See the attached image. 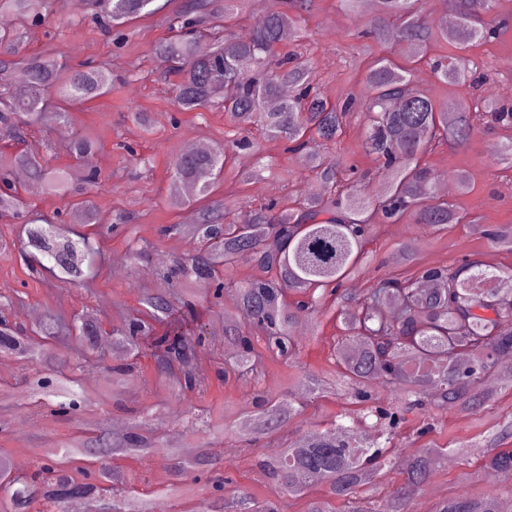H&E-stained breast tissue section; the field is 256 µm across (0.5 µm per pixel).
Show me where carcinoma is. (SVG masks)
Returning <instances> with one entry per match:
<instances>
[{"label": "carcinoma", "mask_w": 512, "mask_h": 512, "mask_svg": "<svg viewBox=\"0 0 512 512\" xmlns=\"http://www.w3.org/2000/svg\"><path fill=\"white\" fill-rule=\"evenodd\" d=\"M254 25L238 31L244 0H184L164 16L172 36L158 44L155 58L164 73L176 77L175 102L182 111L224 112L233 124L224 130V146L204 155L178 157L172 167L171 203L188 207L189 224H169L164 235L190 234L202 248L178 261L163 275L165 287L147 290L144 311L107 333L90 315L70 321L59 313L27 328L0 319V354L39 365L57 359L52 384L28 382L21 389L1 387L0 398L17 407L39 411L54 404L70 414L81 404L117 398L128 374L126 364L108 368L107 385L89 389L84 368L104 363L99 345L109 340L121 358L136 359L147 351L156 377L176 398L187 393L204 396L208 372L191 362L201 344L202 328L194 316L172 318L174 300L188 308L197 290L233 303L224 338L232 343L224 360V378H256L266 361L292 362L300 342L294 331L299 319L312 329L320 325L330 304L345 325L334 341L330 362L334 376L303 370L297 376L301 398L342 395L347 408L328 426L305 428L295 441L275 455H261L257 466L278 494L304 503V512H413L411 496L428 482L453 453L462 466L483 459L484 475L512 479V419L496 424L498 431L468 438L452 449L418 448L397 469L393 456L406 414L416 415L423 430H431L452 404L467 415L491 406L498 392L512 389V370L499 359L512 356V291L499 284L512 280V264L489 267L478 261L453 260L413 273H388L374 278L353 294L346 281L365 273L366 244L373 224H415L432 233H446L454 224L477 219L440 199L436 173L422 163L437 148L460 147L474 134L477 113L512 128V110L490 97L476 106L470 99L454 112L440 105L414 80L418 66L427 65L442 83L472 90L484 81L466 51L475 43L501 38L508 22L497 10L498 0H447L464 30L460 38L435 26L424 15L422 0H374L371 16L362 20L364 0H339L340 8L366 39L363 60L356 69V89L344 100L330 102L321 92L311 58L298 53L275 54L284 39H296L302 23L314 13L317 0H272ZM103 25L123 28L141 16L164 10L156 0H96ZM47 22L43 0H0V135L20 139L37 127L41 112L58 90L75 99H96L112 89L113 71L96 66L72 69L46 52H28L23 30ZM400 40L407 54L401 59L377 52ZM451 53L430 55L435 45ZM366 119L360 153L375 164L379 191L373 195L357 179L353 163H341L331 153L340 143L350 115ZM269 141L288 144L292 152L308 154V168L322 186L317 195L301 194L291 205L254 199L252 218L235 220L239 199L234 194L206 205L226 162L249 149L261 153L253 131ZM93 141L68 135L67 149L75 156L93 152ZM498 165L512 168V137L493 145ZM26 169L37 188L61 196L78 184L88 190L95 177L80 169L60 168L47 158L0 153V179L12 181ZM0 212L24 219L22 246L42 269L62 285L87 279L99 254L88 236L72 237L69 225L34 213L16 185L0 194ZM79 224H101L103 218L89 200L76 204ZM491 245L512 253V225L484 231ZM242 264L263 270L264 276L235 280L227 273ZM432 285L428 292L419 281ZM296 296L289 303L287 297ZM169 328L153 334V323ZM73 346L77 361L55 357L53 348ZM254 410L237 423V430L254 438L271 437L299 423L306 403L284 395L253 392ZM163 450L172 462L174 481L161 493L183 495L181 480L203 476L224 498L206 504L207 512H258L252 494L216 468L217 453L200 448L186 455L176 446L162 447L139 426L113 431L101 426L81 431L51 448L39 449L42 464L32 476L0 490L10 512H31L45 501L51 512H66L75 496L105 498L112 512H150V500L140 496L117 460L140 459ZM343 503V509L335 506ZM434 512H502L498 495L474 497L464 491L437 503Z\"/></svg>", "instance_id": "cac0c4a2"}]
</instances>
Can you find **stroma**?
Here are the masks:
<instances>
[{"label": "stroma", "mask_w": 512, "mask_h": 512, "mask_svg": "<svg viewBox=\"0 0 512 512\" xmlns=\"http://www.w3.org/2000/svg\"><path fill=\"white\" fill-rule=\"evenodd\" d=\"M48 12L53 34L45 36L40 28L29 30L30 50L52 48L71 65L108 64L116 72L122 71L127 63L138 62L145 75L137 80L114 82L111 93L102 98L66 103L68 127L40 124L38 133L26 136L23 141L0 139V150L36 156L47 154L53 165L64 166L73 162L65 147L68 132L90 138L97 145L98 156V183L90 192L91 198L106 219L121 215L134 224L147 249L141 260L129 261L124 232L100 237L95 227H86L85 232L93 236L102 260L92 278L66 287L48 275L32 277L17 247L22 226L12 215L5 214L0 216V239L9 242L11 249L0 253V297L12 298L6 316L22 326L27 323L26 311L34 307L43 313L55 310L69 317L89 311L109 328L136 314L144 291L162 287V272L195 250L192 238L164 236L159 232L160 227L184 223L190 216L189 210L169 204L170 170L173 161L183 154L188 138L199 137L210 146H217L223 142L224 129L230 120L221 112H209L201 117L194 112L177 111L172 102L171 79L153 70L152 52L169 36L160 17L138 20L131 25L130 36L119 42L111 31L94 22L92 0H83L77 8L71 7L67 0H49ZM355 28V22L336 7L334 0H319L317 10L303 26L304 39L283 42L278 50L307 51L319 76L322 95L337 101L353 88L350 69L359 59L360 48L352 36ZM470 55L487 78L483 95H498L501 104L512 105V94L506 92L507 87H512V36L502 44L474 47ZM137 112L147 113L148 127H140L134 120ZM496 139V133L483 127L463 148L444 153L435 151L424 158L436 173L469 175L468 193H453L447 201L476 216V223L453 225L443 236L403 224L374 225L367 243L373 264L367 275L357 278L358 287H367L371 276L395 270V248L407 237L415 242L416 261L421 266L462 258L488 266L504 262V254L491 247L480 232L484 224H512V170L501 169L493 160L490 147ZM121 141L132 143L136 156L119 150L117 144ZM264 153L275 163L273 172L265 182L250 185L249 194L264 197L268 194L264 188L269 185L273 191L268 195L284 201L313 185L307 169L298 166L296 154L286 152L283 144L265 143ZM193 301L204 333V345L197 353L196 362L213 372L225 358L224 337L215 331L216 325L224 320V308L201 293ZM321 321L319 335L308 333L302 338L296 362L268 363L259 379L258 390L272 395L296 391L294 376L301 365L313 371H331L327 361L329 343L337 334L340 322L330 309ZM252 392L243 389L239 381L216 380L205 397L188 394L177 400L156 379L151 360L142 357L127 376L116 403L96 405L67 417L0 404V449L6 450L9 460H24L22 472L27 475L35 469L37 449L59 443L78 429L116 420L126 426L135 422L156 431L166 445L171 442L169 429H177L183 442L198 448L209 442L210 436L202 431L190 433L189 416L207 409L223 414L229 425L219 450L220 466L230 467L238 485L249 489L261 505L274 499L275 492L268 487L254 460L286 446L295 433L289 430L279 439L251 442L231 430V423L244 416V405L251 401ZM511 415L512 390L499 393L497 405L488 411L466 417L457 410H448L441 414L439 427L423 436L416 433L418 420L409 418L405 424L406 437L396 458L405 460L408 452L429 443L442 446L464 437L488 434L497 419ZM463 491L474 495L500 494L505 500H512V492L505 482L465 475L463 468L452 460L447 468L436 471L412 502L416 512H433L438 501Z\"/></svg>", "instance_id": "35a3bbf8"}]
</instances>
